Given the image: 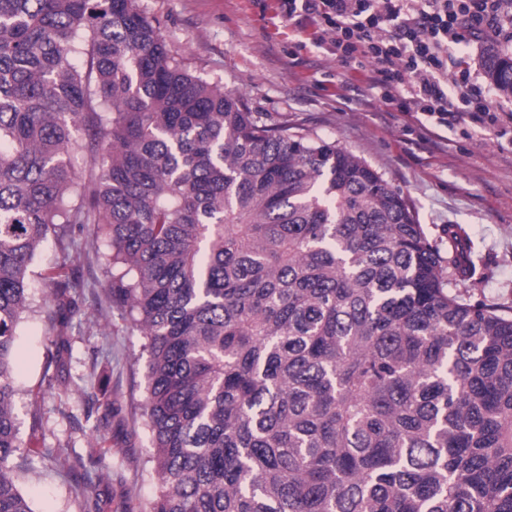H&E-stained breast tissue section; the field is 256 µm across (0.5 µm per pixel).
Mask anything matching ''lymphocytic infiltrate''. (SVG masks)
Masks as SVG:
<instances>
[{
  "label": "lymphocytic infiltrate",
  "mask_w": 512,
  "mask_h": 512,
  "mask_svg": "<svg viewBox=\"0 0 512 512\" xmlns=\"http://www.w3.org/2000/svg\"><path fill=\"white\" fill-rule=\"evenodd\" d=\"M282 18L330 34L342 66L369 72L380 100L464 135L512 149V109L464 68L454 49L512 42L503 0H279Z\"/></svg>",
  "instance_id": "f902f5d3"
}]
</instances>
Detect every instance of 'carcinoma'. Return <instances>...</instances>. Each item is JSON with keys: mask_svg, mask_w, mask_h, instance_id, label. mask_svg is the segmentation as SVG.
<instances>
[{"mask_svg": "<svg viewBox=\"0 0 512 512\" xmlns=\"http://www.w3.org/2000/svg\"><path fill=\"white\" fill-rule=\"evenodd\" d=\"M512 95V53L486 47ZM80 156L84 166L75 168ZM78 224L143 338L150 512H512V307L364 160L192 74L138 0H0V512L29 268ZM62 322L72 268L44 274Z\"/></svg>", "mask_w": 512, "mask_h": 512, "instance_id": "cac0c4a2", "label": "carcinoma"}]
</instances>
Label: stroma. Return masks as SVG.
<instances>
[{"label": "stroma", "mask_w": 512, "mask_h": 512, "mask_svg": "<svg viewBox=\"0 0 512 512\" xmlns=\"http://www.w3.org/2000/svg\"><path fill=\"white\" fill-rule=\"evenodd\" d=\"M169 49L187 69L222 83L270 124L288 123L336 142L363 159L413 208L428 238L462 225L473 241L478 277L457 285L471 301L512 305V152L487 136L466 138L421 126L394 112L370 88L369 74L343 67L318 26L283 22L276 0H139ZM105 239L72 230L49 240L31 269L32 310L13 346L15 398L25 450L60 449L68 468L37 463L22 487L36 512H92L82 479L98 438L108 448L97 491L105 512H149L156 480L144 464L151 446L143 427L146 358L133 323L108 299ZM72 259L81 284L78 322L54 321L56 302L43 274ZM68 340L50 360L55 340ZM112 418L96 428L104 411Z\"/></svg>", "instance_id": "35a3bbf8"}]
</instances>
